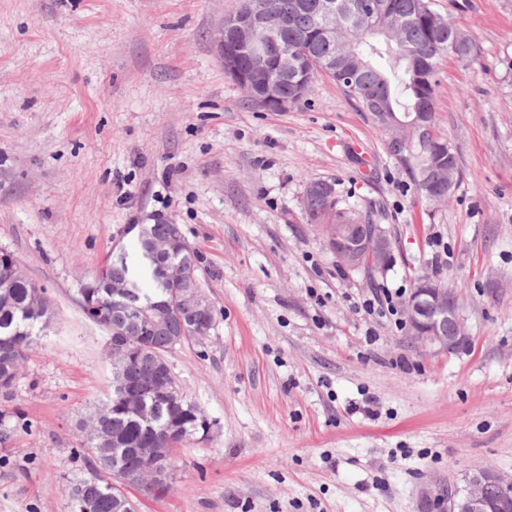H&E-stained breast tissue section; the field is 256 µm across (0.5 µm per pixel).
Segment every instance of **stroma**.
Wrapping results in <instances>:
<instances>
[{"instance_id":"obj_1","label":"stroma","mask_w":512,"mask_h":512,"mask_svg":"<svg viewBox=\"0 0 512 512\" xmlns=\"http://www.w3.org/2000/svg\"><path fill=\"white\" fill-rule=\"evenodd\" d=\"M240 5L0 0V249L54 312L0 400L29 423L0 446V512H70L90 472L77 425L112 392L78 288L156 215L195 249L217 315L168 356L214 427L139 512H449L470 473L512 475V0H431L481 48L438 70L460 165L444 206L330 78L283 112L248 102L217 47ZM312 180L386 226L394 266L372 280L337 262L303 214ZM423 274L458 287L465 339L446 353L358 309Z\"/></svg>"}]
</instances>
